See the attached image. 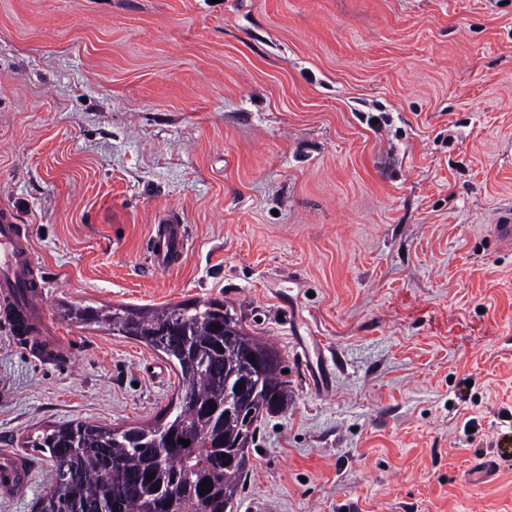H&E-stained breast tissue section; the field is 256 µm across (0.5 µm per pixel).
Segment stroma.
Segmentation results:
<instances>
[{"label":"stroma","mask_w":512,"mask_h":512,"mask_svg":"<svg viewBox=\"0 0 512 512\" xmlns=\"http://www.w3.org/2000/svg\"><path fill=\"white\" fill-rule=\"evenodd\" d=\"M75 347L0 325V448L179 378L65 304L233 303L288 367L234 512H512V0H0V207ZM190 247L152 267L159 216Z\"/></svg>","instance_id":"stroma-1"}]
</instances>
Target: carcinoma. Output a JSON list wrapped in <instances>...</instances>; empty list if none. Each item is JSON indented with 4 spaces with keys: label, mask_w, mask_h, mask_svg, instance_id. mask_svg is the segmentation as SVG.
I'll list each match as a JSON object with an SVG mask.
<instances>
[{
    "label": "carcinoma",
    "mask_w": 512,
    "mask_h": 512,
    "mask_svg": "<svg viewBox=\"0 0 512 512\" xmlns=\"http://www.w3.org/2000/svg\"><path fill=\"white\" fill-rule=\"evenodd\" d=\"M63 316L109 328L171 359L183 400L154 425L112 428L71 421L30 439L50 465L49 491L35 512H114L115 506L119 512H228L253 468L250 444L257 422L288 405L279 351L248 331L234 306L216 300L161 308L70 306ZM254 354L272 364L241 401L226 386L252 376ZM242 406L253 413L246 428L236 416ZM157 436L169 439L159 461L152 448ZM228 451L237 458L230 467L222 457Z\"/></svg>",
    "instance_id": "carcinoma-1"
}]
</instances>
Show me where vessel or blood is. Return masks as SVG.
I'll use <instances>...</instances> for the list:
<instances>
[{"mask_svg": "<svg viewBox=\"0 0 512 512\" xmlns=\"http://www.w3.org/2000/svg\"><path fill=\"white\" fill-rule=\"evenodd\" d=\"M189 248V237L177 216L160 221L147 240V251L155 267L175 266ZM26 291L30 331H22L14 318H7L8 330L14 340L25 344L31 336L55 338L56 330L45 319L42 302L44 281L35 261L29 235L19 224L13 210H0V304L10 305L15 294ZM29 482V467L21 456L0 453V488L10 489Z\"/></svg>", "mask_w": 512, "mask_h": 512, "instance_id": "obj_1", "label": "vessel or blood"}]
</instances>
